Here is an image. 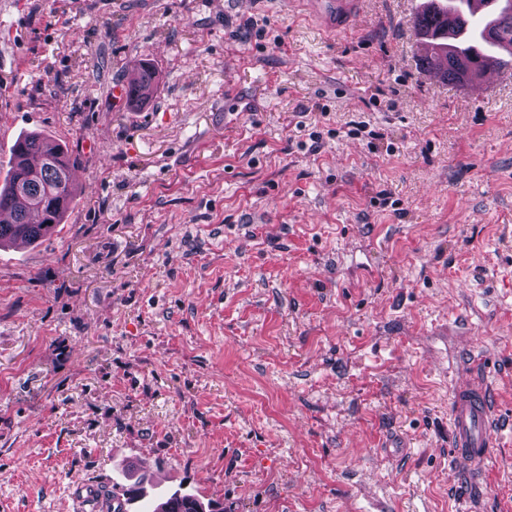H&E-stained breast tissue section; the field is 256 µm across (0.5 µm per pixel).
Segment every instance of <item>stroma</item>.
Segmentation results:
<instances>
[{
	"label": "stroma",
	"mask_w": 512,
	"mask_h": 512,
	"mask_svg": "<svg viewBox=\"0 0 512 512\" xmlns=\"http://www.w3.org/2000/svg\"><path fill=\"white\" fill-rule=\"evenodd\" d=\"M421 2L329 36L297 0H0V179L36 130L81 190L0 248V512L131 466L226 512H512V68L431 80ZM157 80L155 70L147 64H142L129 80L132 87L129 101L136 107L149 103L155 93ZM448 417L450 456L470 486L479 488L496 447V419L488 385L478 376L457 384L451 394Z\"/></svg>",
	"instance_id": "35a3bbf8"
}]
</instances>
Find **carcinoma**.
I'll return each mask as SVG.
<instances>
[{
	"instance_id": "carcinoma-1",
	"label": "carcinoma",
	"mask_w": 512,
	"mask_h": 512,
	"mask_svg": "<svg viewBox=\"0 0 512 512\" xmlns=\"http://www.w3.org/2000/svg\"><path fill=\"white\" fill-rule=\"evenodd\" d=\"M487 10L479 39L472 37L473 5ZM420 36L421 68L426 71L446 63L441 79L450 84L474 83L483 66L499 61L492 47L512 45V0H424L414 17ZM129 101L136 107L150 102L157 74L143 64L130 78ZM77 159L60 141L39 132L18 138L13 145L9 173L0 182V246L23 242L33 244L50 235L64 219L79 194L72 180ZM149 476L129 469L123 482L112 490L132 499L149 494ZM213 501L178 487L167 492L165 501L153 512H205Z\"/></svg>"
}]
</instances>
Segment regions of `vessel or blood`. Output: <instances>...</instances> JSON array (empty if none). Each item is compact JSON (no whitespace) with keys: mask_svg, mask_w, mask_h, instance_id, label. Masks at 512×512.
Here are the masks:
<instances>
[{"mask_svg":"<svg viewBox=\"0 0 512 512\" xmlns=\"http://www.w3.org/2000/svg\"><path fill=\"white\" fill-rule=\"evenodd\" d=\"M313 16L324 31L337 34L362 12V0H309ZM448 417L450 456L470 486L480 487L485 467L493 456L496 419L487 384L478 377L457 384L451 394ZM75 512H138L137 502L106 499L101 485L82 483L73 492Z\"/></svg>","mask_w":512,"mask_h":512,"instance_id":"1","label":"vessel or blood"}]
</instances>
